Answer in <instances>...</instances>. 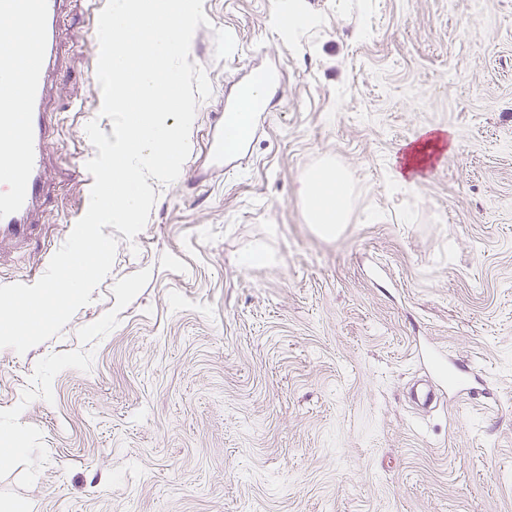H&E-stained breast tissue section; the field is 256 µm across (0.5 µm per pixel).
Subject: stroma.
<instances>
[{"label": "stroma", "mask_w": 512, "mask_h": 512, "mask_svg": "<svg viewBox=\"0 0 512 512\" xmlns=\"http://www.w3.org/2000/svg\"><path fill=\"white\" fill-rule=\"evenodd\" d=\"M203 0L188 60L211 84L184 173L63 331L0 348V468L19 512H512V0ZM89 0H65L38 236L0 285L38 281L85 214L102 92ZM282 94L216 172L225 100L267 65ZM448 133L420 181L393 163ZM343 169L342 232L307 223L303 175ZM264 245L275 261L246 266ZM479 392L414 408L408 388ZM0 461L1 465L8 463L11 459L23 455L27 452L25 441L20 431L15 426L8 428L0 427Z\"/></svg>", "instance_id": "35a3bbf8"}]
</instances>
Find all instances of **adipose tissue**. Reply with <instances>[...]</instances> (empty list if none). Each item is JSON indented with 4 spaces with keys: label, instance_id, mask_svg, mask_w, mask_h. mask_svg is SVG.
Here are the masks:
<instances>
[{
    "label": "adipose tissue",
    "instance_id": "adipose-tissue-1",
    "mask_svg": "<svg viewBox=\"0 0 512 512\" xmlns=\"http://www.w3.org/2000/svg\"><path fill=\"white\" fill-rule=\"evenodd\" d=\"M301 199L307 222L323 235H335L345 224L349 212L348 179L334 166H319L302 179Z\"/></svg>",
    "mask_w": 512,
    "mask_h": 512
}]
</instances>
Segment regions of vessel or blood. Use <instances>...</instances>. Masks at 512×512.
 I'll return each instance as SVG.
<instances>
[{
  "instance_id": "obj_1",
  "label": "vessel or blood",
  "mask_w": 512,
  "mask_h": 512,
  "mask_svg": "<svg viewBox=\"0 0 512 512\" xmlns=\"http://www.w3.org/2000/svg\"><path fill=\"white\" fill-rule=\"evenodd\" d=\"M63 0H0V15L25 18L22 48L0 46V72H18L17 84L0 102L19 111L0 112V241H30L36 216L51 192L44 170L56 123L45 108L47 71L59 53L56 27Z\"/></svg>"
}]
</instances>
